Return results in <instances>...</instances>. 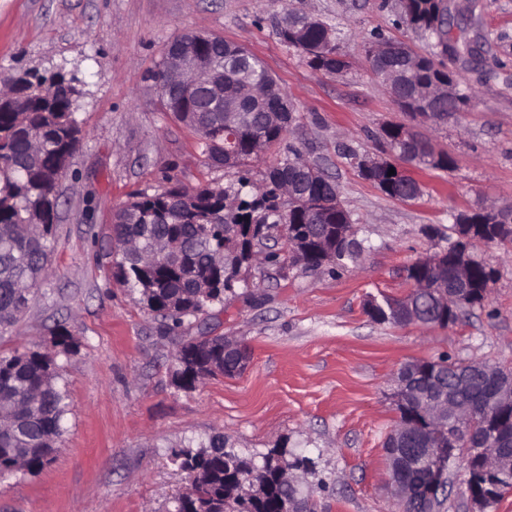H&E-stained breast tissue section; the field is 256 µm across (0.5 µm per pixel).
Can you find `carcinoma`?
I'll list each match as a JSON object with an SVG mask.
<instances>
[{"mask_svg":"<svg viewBox=\"0 0 512 512\" xmlns=\"http://www.w3.org/2000/svg\"><path fill=\"white\" fill-rule=\"evenodd\" d=\"M309 15L285 9L276 31L289 47L315 50L305 56L307 64L329 74H342L347 61L331 26ZM396 25L427 37L441 46L452 25L441 15V0H399ZM373 68L394 75L390 94L408 115L424 111L422 103L434 85L454 80L435 52L422 55L400 41L381 34L365 43ZM202 65L224 76L227 87L260 88L261 101L229 97L224 112H214L203 96L182 92L172 96L168 107L174 117L198 137L205 164L237 170V186L202 184L187 189L174 184L160 192L135 193L112 218L113 276L133 288L144 307L161 319L164 330L175 331L201 321L210 307L224 303V293L245 280L255 256L277 266L295 240L320 239L336 245L337 261L332 273L341 275L358 260L363 248L350 230V212L336 208L338 187L325 171L306 172L290 164L304 152L285 143L296 120L294 104L277 87L273 75L255 55L234 42L216 39L196 49ZM25 111L0 106V335L17 324L34 298L39 285L51 274L58 214V198L51 189L60 181L81 129L75 117L81 90L75 79L57 73L23 79L17 87ZM469 97L460 92L435 99L429 108L440 113L439 121L464 111ZM403 125L381 129L379 142L404 155L424 169L448 170V155L435 160L428 139L419 135L412 142L398 140ZM264 165L256 179L251 167ZM362 178L374 183L391 198L421 192L408 176L398 180L380 169ZM270 240L281 249L267 247ZM493 270L478 263L473 269L469 307H482L490 295ZM428 290L415 301L418 313L440 327L448 326V306L442 286L427 283ZM172 384L177 389L194 387L197 376L235 377V361L224 353V336H191L181 340L175 354ZM448 360L417 361L418 385L432 377L436 367ZM57 354L39 351L0 355V410L12 420L0 432V477L34 473L52 461L63 433L67 395L58 384ZM400 418L417 428L438 447L448 444V431L421 421L411 405H396ZM179 468L190 482L178 497V512H224L233 498L237 479L253 465L267 464L270 490L261 501L240 505V512H279L300 491L285 490L278 481L282 464L312 472L315 462L286 448H272L261 459L243 454L222 435L190 440L173 451ZM404 478L425 496L432 477L425 468H410Z\"/></svg>","mask_w":512,"mask_h":512,"instance_id":"obj_1","label":"carcinoma"}]
</instances>
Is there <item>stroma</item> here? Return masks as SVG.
Masks as SVG:
<instances>
[{"label": "stroma", "instance_id": "35a3bbf8", "mask_svg": "<svg viewBox=\"0 0 512 512\" xmlns=\"http://www.w3.org/2000/svg\"><path fill=\"white\" fill-rule=\"evenodd\" d=\"M384 0H0V77L61 71L82 95L85 136L61 185L52 264L0 354L55 352L56 326L76 344L60 357L67 393L52 464L0 479V512H173L188 482L172 457L191 439L222 433L246 454L285 446L314 459L303 492L330 512H398L390 495L387 434L399 419V368L447 355L512 369V243L476 244L494 270L485 307L452 327L373 321L369 296L404 295L401 269L447 248L458 214L512 204V0H462L478 58L452 67L470 97L440 130L421 126L451 170L412 165L422 196L402 202L363 179L357 156L379 153L388 123L406 122L364 51L372 34L431 51L396 28ZM296 8L328 23L347 54L341 75L311 68L280 42L275 21ZM216 34L258 57L296 108L288 140L321 163L358 229L364 252L350 271L262 267L211 309L216 333L246 346L240 376L171 384L179 336L162 332L139 295L112 275V215L134 191L177 181L235 182L207 168L196 137L170 112L152 79L178 34Z\"/></svg>", "mask_w": 512, "mask_h": 512}]
</instances>
